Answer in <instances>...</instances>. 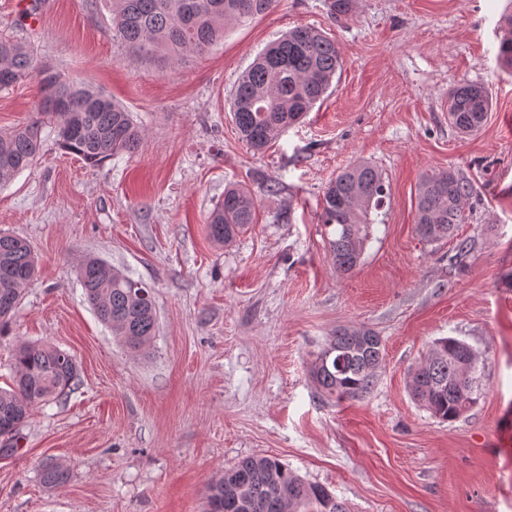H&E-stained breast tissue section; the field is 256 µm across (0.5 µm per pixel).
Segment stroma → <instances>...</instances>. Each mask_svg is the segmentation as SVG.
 <instances>
[{
    "label": "stroma",
    "mask_w": 512,
    "mask_h": 512,
    "mask_svg": "<svg viewBox=\"0 0 512 512\" xmlns=\"http://www.w3.org/2000/svg\"><path fill=\"white\" fill-rule=\"evenodd\" d=\"M30 27L0 0V37L111 96L145 138L98 167L62 151L53 127L31 168L0 186V230L26 239L38 271L0 336V386L17 343L69 352L78 389L36 408L19 452L0 457V512H202L208 486L252 456H274L329 488L349 512H512V73L497 66L512 0H275L222 43L174 67L130 56L101 0H35ZM327 32L337 87L264 154L239 139L230 91L271 41ZM485 84L493 108L463 136L448 91ZM36 79L0 91V130L27 122ZM368 161L390 194L361 262L338 273L320 198ZM452 168L473 186L453 238L415 229L422 176ZM251 190L256 219L227 245L207 216L227 185ZM468 241L467 255L457 253ZM88 255L151 288L157 329L129 352L83 297ZM368 328L384 348L366 396L336 402L310 373L336 328ZM481 356L477 405L453 422L411 396L409 373L433 341ZM67 483L45 487V463Z\"/></svg>",
    "instance_id": "1"
}]
</instances>
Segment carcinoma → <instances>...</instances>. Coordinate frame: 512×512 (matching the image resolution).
I'll return each mask as SVG.
<instances>
[{
  "instance_id": "carcinoma-1",
  "label": "carcinoma",
  "mask_w": 512,
  "mask_h": 512,
  "mask_svg": "<svg viewBox=\"0 0 512 512\" xmlns=\"http://www.w3.org/2000/svg\"><path fill=\"white\" fill-rule=\"evenodd\" d=\"M275 0H105L112 15V38L147 59L163 55L181 62L185 54L201 55L224 39L233 23L262 15ZM505 34L497 61L512 69V15L499 20ZM343 68L341 52L318 29L296 27L272 42L239 77L230 109L240 138L255 153L263 152L288 128L321 102ZM38 79L36 115L24 126L0 131V183L32 167L42 148L41 126L55 125L59 147L95 167L119 154L135 152L143 134L125 108L89 85L74 82L37 63L21 43L0 38V90L28 78ZM492 110L488 88L462 83L448 91V120L461 134L478 132ZM472 185L454 169L426 173L417 194L416 230L428 243L453 236L464 223V206ZM387 196L382 172L368 162L352 164L325 188L321 221L334 228L330 240L336 269L353 271L369 237L370 212ZM255 219L251 192L231 186L209 214L213 241L226 244L249 229ZM29 243L0 232V335L35 275ZM84 296L98 318L126 347L141 353L156 329L153 298L138 295L140 282L98 257L78 264ZM383 362L380 337L371 329L339 328L311 366L314 382L336 401L358 399L374 385ZM479 356L463 340H436L426 358L411 370L413 399L434 417L453 422L475 406ZM14 383L0 389V451L18 450L20 431L32 410L79 386L78 368L65 351L48 344L20 343L13 358ZM68 469L49 464L42 483L56 487L67 481ZM206 512H348L327 487L304 480L273 456L247 457L224 470L208 487Z\"/></svg>"
}]
</instances>
